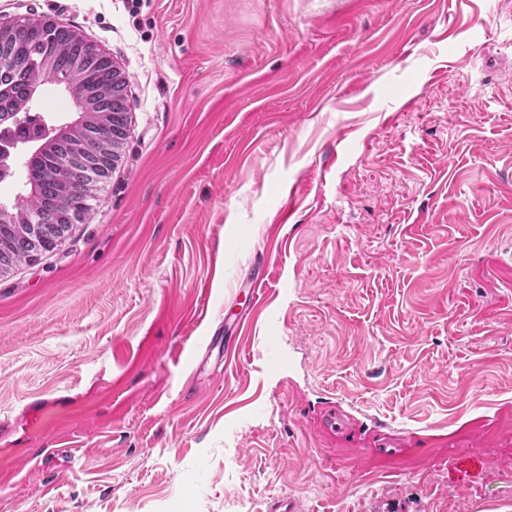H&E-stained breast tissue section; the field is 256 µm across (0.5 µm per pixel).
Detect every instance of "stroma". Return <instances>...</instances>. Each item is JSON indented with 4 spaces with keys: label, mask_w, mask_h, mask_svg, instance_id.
I'll return each instance as SVG.
<instances>
[{
    "label": "stroma",
    "mask_w": 512,
    "mask_h": 512,
    "mask_svg": "<svg viewBox=\"0 0 512 512\" xmlns=\"http://www.w3.org/2000/svg\"><path fill=\"white\" fill-rule=\"evenodd\" d=\"M0 18L130 101L93 210L0 274V512H512V0Z\"/></svg>",
    "instance_id": "stroma-1"
}]
</instances>
